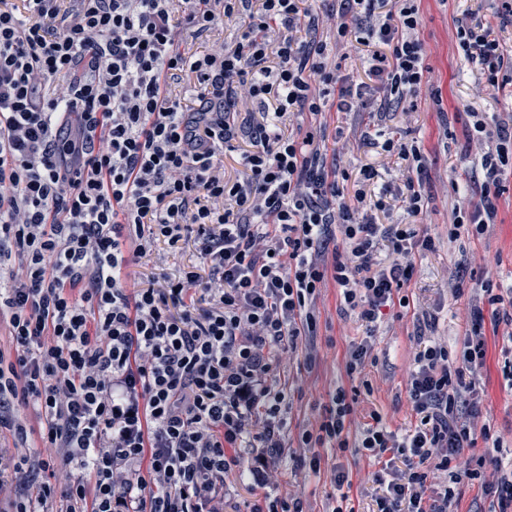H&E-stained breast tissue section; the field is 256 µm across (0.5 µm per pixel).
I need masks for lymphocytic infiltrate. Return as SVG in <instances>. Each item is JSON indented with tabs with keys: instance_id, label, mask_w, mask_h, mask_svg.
I'll list each match as a JSON object with an SVG mask.
<instances>
[{
	"instance_id": "1",
	"label": "lymphocytic infiltrate",
	"mask_w": 512,
	"mask_h": 512,
	"mask_svg": "<svg viewBox=\"0 0 512 512\" xmlns=\"http://www.w3.org/2000/svg\"><path fill=\"white\" fill-rule=\"evenodd\" d=\"M24 2V20L0 7V436L16 447L0 451V512H224L232 474L263 493L250 512H307L275 491L284 461L317 478L328 452L350 447L378 466L377 512H455L465 484L512 512V468L493 454L502 440L473 426L484 323L512 324L511 288L485 285L488 307L474 309L460 356L441 345L417 353L414 431L398 435L377 415L350 437L340 388L288 449L280 368L287 355L314 365L306 339L322 288L335 283L341 306L374 324L383 308L409 307L414 255L435 241L377 224L385 202L364 190L377 171L361 169L346 195V172L285 119L353 109L325 31L339 44L377 42L369 70L381 110L416 94L427 73L418 0ZM226 21L242 28L234 49L180 50ZM499 34L476 8L456 23L459 53L493 87L507 66ZM185 71L198 82L190 105L170 90ZM236 112L271 118L240 156L246 178L231 182L223 158ZM485 130L475 120L464 144L481 150L483 179L452 241L462 226L480 235L495 223L512 174V130L498 128L487 151ZM379 147L403 165L407 213L424 219L422 146L388 136ZM190 231L199 267L162 288H126L127 266ZM477 433L491 452L459 466ZM431 469L447 475L432 495Z\"/></svg>"
}]
</instances>
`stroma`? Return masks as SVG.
Here are the masks:
<instances>
[{"instance_id": "obj_1", "label": "stroma", "mask_w": 512, "mask_h": 512, "mask_svg": "<svg viewBox=\"0 0 512 512\" xmlns=\"http://www.w3.org/2000/svg\"><path fill=\"white\" fill-rule=\"evenodd\" d=\"M470 5L471 0H420L418 36L424 44L429 83L414 97L409 112L379 111L382 92L368 72L362 45L353 42L328 48L330 59L341 65L352 89L361 92L364 106L358 113L324 112L325 137L318 142L321 151L353 174L365 165L376 168L382 182L396 189L402 184L401 175L374 144L373 133L381 131L422 144L429 194L424 225L436 248L416 255L414 276L402 289L414 312L397 305L385 308L374 333H367L353 312L341 309L335 284L323 289L317 300L315 367L307 370L293 361L280 369L282 379L291 386L292 405L285 415L290 438H297L301 429L324 415L339 386L355 400L348 424L351 436H359L375 412L398 433L414 430L416 418L408 387L416 353L436 343L447 347L451 355L460 354L471 329L472 311L485 303L483 284L512 289V182L498 201L496 223L488 225L482 235L464 233L456 241L448 239L453 211L470 208L477 200L480 166L462 150L469 113H479L490 126L512 120V83L500 89L481 86L479 71L457 50L456 21ZM198 262L193 240L183 241L175 252L160 241L150 257L127 268L126 283L131 288H159L165 278L177 277ZM458 264L463 277L461 291L454 295L450 275ZM507 331L502 324L497 333L487 334L486 361L476 385L483 416L502 437L505 459L512 457V346L505 339ZM365 339L373 344L375 363L347 373L350 345ZM328 463L351 474V485L343 492L347 507L354 512H374L379 489L372 482V461L351 448L336 453ZM280 489L302 497L310 512H325L340 493L328 471L308 480L290 467L280 476Z\"/></svg>"}]
</instances>
